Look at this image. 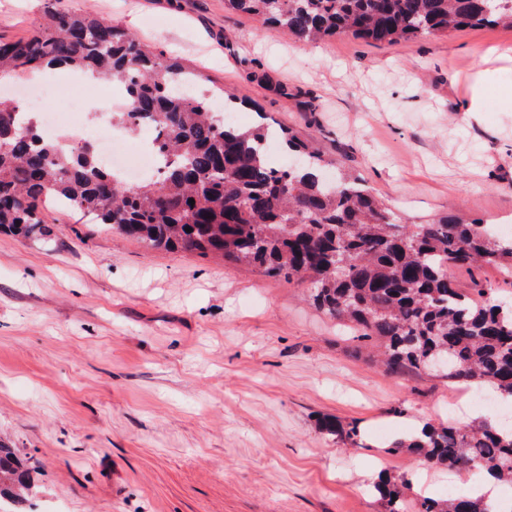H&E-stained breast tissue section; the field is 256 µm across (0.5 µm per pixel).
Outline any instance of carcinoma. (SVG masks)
Wrapping results in <instances>:
<instances>
[{
    "label": "carcinoma",
    "instance_id": "1",
    "mask_svg": "<svg viewBox=\"0 0 512 512\" xmlns=\"http://www.w3.org/2000/svg\"><path fill=\"white\" fill-rule=\"evenodd\" d=\"M224 10L300 41L345 35L396 43L458 28H512V0H224ZM55 66L119 84L128 107L112 113V125L152 128L161 170L129 186L90 146L73 151L48 140L36 122L18 121L20 103L0 101V230L50 236L43 210L53 200L152 249L217 257L286 283L307 281L320 311L379 342L388 369L428 371L445 357L438 376L448 382L512 396V306L463 292L448 273L478 263L512 271V244L487 225L448 216L403 223L359 177L328 181L324 169L334 161L292 128L263 112L246 129L225 121L212 108L214 95L176 90L181 81L199 82L197 70L61 0L32 36L0 41V78ZM271 138L301 154L302 166H272L264 149ZM322 427L357 443L354 427L334 418ZM391 447L457 475L477 471L512 482V428L500 422L427 425L421 436ZM405 486L387 474L375 482L386 512H491L484 497L467 491L413 505ZM30 491L14 449L0 444V502L22 503Z\"/></svg>",
    "mask_w": 512,
    "mask_h": 512
}]
</instances>
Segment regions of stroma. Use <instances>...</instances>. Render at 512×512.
<instances>
[{"label":"stroma","instance_id":"stroma-1","mask_svg":"<svg viewBox=\"0 0 512 512\" xmlns=\"http://www.w3.org/2000/svg\"><path fill=\"white\" fill-rule=\"evenodd\" d=\"M196 65L360 176L411 224L512 228V29L395 45L306 44L224 0H64ZM48 0H0V40L30 35ZM485 110L468 119L474 92ZM49 237L0 233V439L37 512H384L379 461L407 497L448 471L392 449L417 422L494 419L424 373L393 374L317 310L303 283L158 251L60 207ZM512 299V274L450 272ZM356 426L359 445L322 430Z\"/></svg>","mask_w":512,"mask_h":512}]
</instances>
